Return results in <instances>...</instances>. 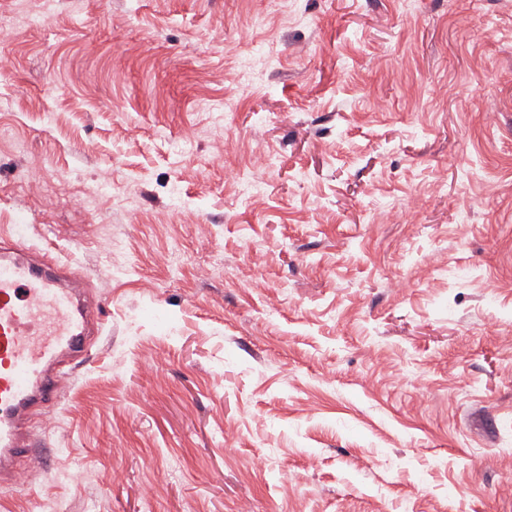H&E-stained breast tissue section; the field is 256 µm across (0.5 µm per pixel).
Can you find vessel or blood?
Masks as SVG:
<instances>
[{"label": "vessel or blood", "instance_id": "vessel-or-blood-1", "mask_svg": "<svg viewBox=\"0 0 512 512\" xmlns=\"http://www.w3.org/2000/svg\"><path fill=\"white\" fill-rule=\"evenodd\" d=\"M85 281L54 259L34 260L19 234L0 233V486L28 472L70 364L86 360L96 343L99 311L79 297Z\"/></svg>", "mask_w": 512, "mask_h": 512}]
</instances>
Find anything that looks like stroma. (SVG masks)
Returning <instances> with one entry per match:
<instances>
[{"label":"stroma","instance_id":"35a3bbf8","mask_svg":"<svg viewBox=\"0 0 512 512\" xmlns=\"http://www.w3.org/2000/svg\"><path fill=\"white\" fill-rule=\"evenodd\" d=\"M0 128L103 322L0 512H512V0H0Z\"/></svg>","mask_w":512,"mask_h":512}]
</instances>
